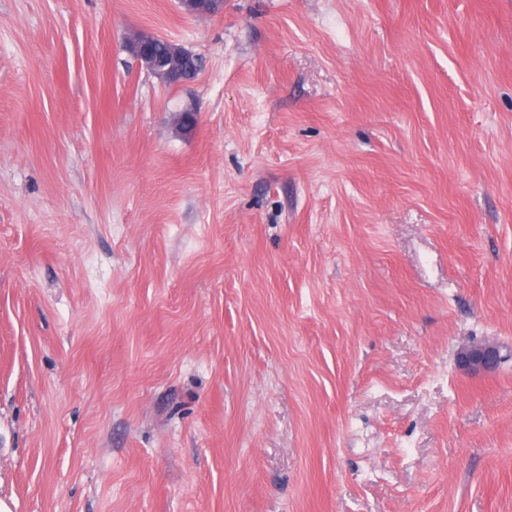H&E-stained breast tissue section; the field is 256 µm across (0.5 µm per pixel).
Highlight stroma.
Returning <instances> with one entry per match:
<instances>
[{
    "label": "stroma",
    "instance_id": "obj_1",
    "mask_svg": "<svg viewBox=\"0 0 512 512\" xmlns=\"http://www.w3.org/2000/svg\"><path fill=\"white\" fill-rule=\"evenodd\" d=\"M486 339L512 0H0L10 512H512V358L456 363ZM154 38V36H144V38L134 45L135 53L133 54L134 59L138 65L146 70L149 74L153 75L160 81L170 79L175 74L176 69L179 66L181 54L184 51L182 46L172 41V52L171 56L159 60L154 57L162 58L166 57L170 51V45L168 39L156 38L149 48V52L154 57L145 53L144 45L145 41ZM501 351L502 346L494 341L471 343L458 351L457 363L462 370L471 374L489 373L505 358Z\"/></svg>",
    "mask_w": 512,
    "mask_h": 512
}]
</instances>
